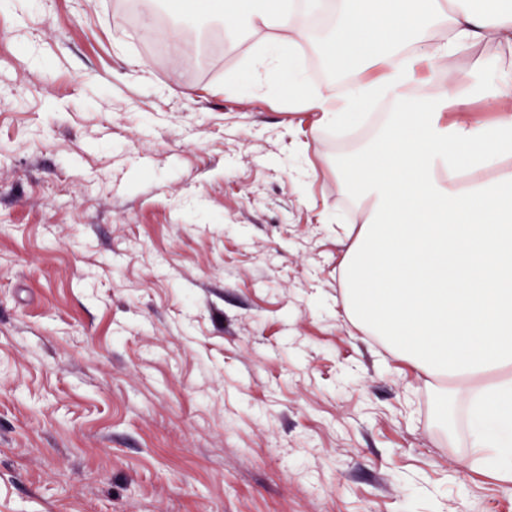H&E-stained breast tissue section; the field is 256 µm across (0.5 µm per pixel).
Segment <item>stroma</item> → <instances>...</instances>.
I'll return each instance as SVG.
<instances>
[{"instance_id": "obj_1", "label": "stroma", "mask_w": 512, "mask_h": 512, "mask_svg": "<svg viewBox=\"0 0 512 512\" xmlns=\"http://www.w3.org/2000/svg\"><path fill=\"white\" fill-rule=\"evenodd\" d=\"M140 3L0 0V512H512L340 303L374 128L256 76L275 30Z\"/></svg>"}]
</instances>
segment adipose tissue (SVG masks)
Segmentation results:
<instances>
[{"instance_id": "obj_1", "label": "adipose tissue", "mask_w": 512, "mask_h": 512, "mask_svg": "<svg viewBox=\"0 0 512 512\" xmlns=\"http://www.w3.org/2000/svg\"><path fill=\"white\" fill-rule=\"evenodd\" d=\"M303 10L272 0H188L197 15L223 13L231 35L278 37L256 53L253 72L275 77L320 129L354 124L375 98H392L372 142L344 154L336 171L366 217L342 268L348 317L426 377L453 378L467 415L468 444L512 481V112L476 121L478 98L512 102V0H335L333 31L317 44L330 69L378 68L335 94L305 90L292 63L306 36ZM476 59L446 73V60L478 45Z\"/></svg>"}]
</instances>
